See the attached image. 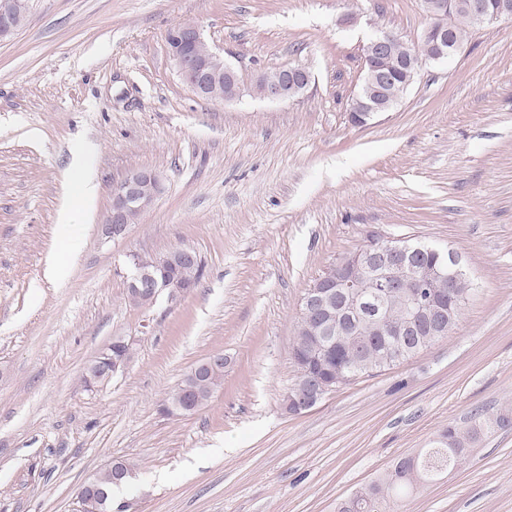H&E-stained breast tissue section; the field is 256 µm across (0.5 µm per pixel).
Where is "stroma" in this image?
<instances>
[{
    "instance_id": "35a3bbf8",
    "label": "stroma",
    "mask_w": 512,
    "mask_h": 512,
    "mask_svg": "<svg viewBox=\"0 0 512 512\" xmlns=\"http://www.w3.org/2000/svg\"><path fill=\"white\" fill-rule=\"evenodd\" d=\"M183 21L237 70L238 101L182 82L166 33ZM429 22L423 0H31L0 42V512H79L114 458L134 466L123 512H336L449 422L512 416V19L473 28L391 111L349 116L370 36L417 45ZM296 63L299 97L252 92ZM77 150L98 195L65 233ZM138 169L164 191L102 242L112 187ZM372 234L453 250L476 291L447 338L288 414L302 298ZM176 247L203 259L198 285L132 302L130 253ZM54 259L66 280L46 277ZM117 336L124 372L88 390ZM214 352L207 405L163 413ZM399 512H512V426Z\"/></svg>"
}]
</instances>
